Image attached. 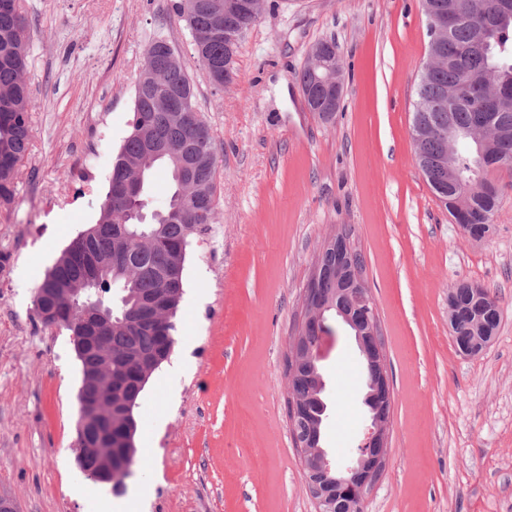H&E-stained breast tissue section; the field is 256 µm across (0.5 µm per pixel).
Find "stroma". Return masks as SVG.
Returning a JSON list of instances; mask_svg holds the SVG:
<instances>
[{"mask_svg":"<svg viewBox=\"0 0 512 512\" xmlns=\"http://www.w3.org/2000/svg\"><path fill=\"white\" fill-rule=\"evenodd\" d=\"M174 0H21L32 139L0 208V492L18 512H103L77 496L80 369L68 331L45 325L34 289L95 223L133 119L146 49L162 34L212 135L218 220L193 242L177 353L136 410L138 462L120 498L147 512H316L288 427L286 356L324 241L352 225L384 339L393 403L386 469L363 512H512V172H491L496 231L466 237L415 162L410 125L429 36L421 0H262L234 76L201 70ZM334 39L344 95L333 123L298 81L312 44ZM94 148L93 182L80 181ZM494 293L495 337L460 356L448 290ZM324 446L352 457L368 423L362 358L335 327L324 345Z\"/></svg>","mask_w":512,"mask_h":512,"instance_id":"obj_1","label":"stroma"}]
</instances>
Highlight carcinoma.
I'll list each match as a JSON object with an SVG mask.
<instances>
[{
	"instance_id": "carcinoma-1",
	"label": "carcinoma",
	"mask_w": 512,
	"mask_h": 512,
	"mask_svg": "<svg viewBox=\"0 0 512 512\" xmlns=\"http://www.w3.org/2000/svg\"><path fill=\"white\" fill-rule=\"evenodd\" d=\"M235 0H176L175 13L191 32L195 54L209 81L224 85L234 74L240 41L259 14L242 13L225 30L224 8ZM460 15L438 50L447 62L421 71L412 128L422 130L415 141L418 165L435 196L456 224H472L494 233L498 189L489 179L495 169L512 171V0H434ZM483 34L486 46L467 53ZM149 69L140 73L156 82L155 92L135 91L131 129L112 163V175L96 223L78 233L61 251L34 294L42 295L37 310L42 322L75 335L80 314L55 305L58 289H79L96 281L92 299H101L110 316L94 322L85 335L93 341L74 348L80 363L78 402L97 404L93 425H77L76 439L137 430L135 410L141 391H130L140 361L172 355L175 318L185 287L184 268L192 240L202 239L217 220L212 136L195 105L192 82L175 48L155 36L150 42ZM26 23L18 0H0V204L14 197V182L31 142L30 89ZM467 86L454 99L452 88ZM160 170L171 180L166 202L158 207L149 192ZM145 231L154 241L145 245L132 231ZM354 230L344 224L339 235L321 248L317 264L319 287L311 295L333 307L325 321L336 318V289L346 272L364 265L353 245ZM153 298L169 311L155 326L139 315L140 303ZM448 307L458 312L453 342L474 346L473 329L486 321L496 327L500 309L488 288L456 281ZM292 398L302 411L297 438L312 448L321 444L328 419L325 396L312 371L303 365L293 381Z\"/></svg>"
}]
</instances>
